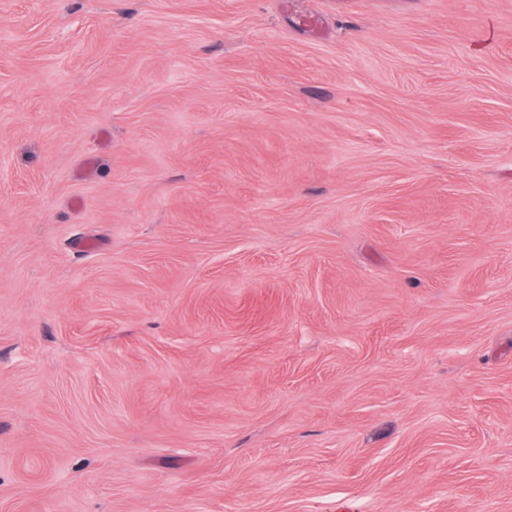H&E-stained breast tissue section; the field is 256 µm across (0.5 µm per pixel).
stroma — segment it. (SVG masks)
Wrapping results in <instances>:
<instances>
[{
  "instance_id": "1",
  "label": "stroma",
  "mask_w": 512,
  "mask_h": 512,
  "mask_svg": "<svg viewBox=\"0 0 512 512\" xmlns=\"http://www.w3.org/2000/svg\"><path fill=\"white\" fill-rule=\"evenodd\" d=\"M0 512H512V0H0Z\"/></svg>"
}]
</instances>
